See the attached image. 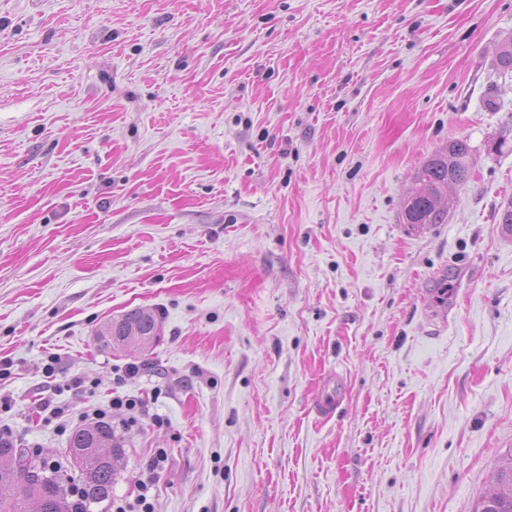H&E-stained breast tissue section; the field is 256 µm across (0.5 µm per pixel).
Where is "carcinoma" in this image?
Wrapping results in <instances>:
<instances>
[{
    "mask_svg": "<svg viewBox=\"0 0 512 512\" xmlns=\"http://www.w3.org/2000/svg\"><path fill=\"white\" fill-rule=\"evenodd\" d=\"M502 76L512 73V39L498 52ZM467 141L457 139L433 154L414 174V190L403 209L406 224H442L448 217L445 199L448 188L467 183L470 177ZM160 317L140 308L129 310L107 322L96 332L102 349L118 350L134 342L147 351L158 341ZM124 454L122 441L112 427L95 424L77 430L70 439V455L78 464L80 485L76 488L79 503L68 498L67 477L56 468L31 456L9 440L0 437V512H90L93 504L112 495L115 462ZM34 468L41 478L33 485L22 484L23 474ZM475 512H512V453L505 456L497 472V486L482 496Z\"/></svg>",
    "mask_w": 512,
    "mask_h": 512,
    "instance_id": "1",
    "label": "carcinoma"
}]
</instances>
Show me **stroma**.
Segmentation results:
<instances>
[{
  "mask_svg": "<svg viewBox=\"0 0 512 512\" xmlns=\"http://www.w3.org/2000/svg\"><path fill=\"white\" fill-rule=\"evenodd\" d=\"M509 38L512 0H0V430L74 478L44 403L109 410L92 512L160 453L154 512H474L512 451ZM456 139L446 223L405 224ZM134 308L159 343L98 348ZM466 140L448 142V147L433 154L414 174V190L403 209V221L411 226L443 224L448 217L445 199L448 188L467 183L470 177ZM344 389L340 378L330 375L324 381L323 388L314 397L311 409L316 416L327 419L331 418L342 402Z\"/></svg>",
  "mask_w": 512,
  "mask_h": 512,
  "instance_id": "35a3bbf8",
  "label": "stroma"
}]
</instances>
